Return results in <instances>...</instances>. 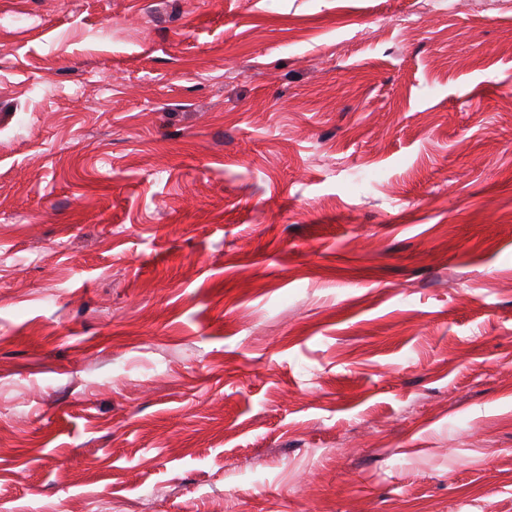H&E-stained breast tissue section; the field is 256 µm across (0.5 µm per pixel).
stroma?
I'll use <instances>...</instances> for the list:
<instances>
[{
  "label": "stroma",
  "mask_w": 512,
  "mask_h": 512,
  "mask_svg": "<svg viewBox=\"0 0 512 512\" xmlns=\"http://www.w3.org/2000/svg\"><path fill=\"white\" fill-rule=\"evenodd\" d=\"M0 16V512H512V0Z\"/></svg>",
  "instance_id": "obj_1"
}]
</instances>
